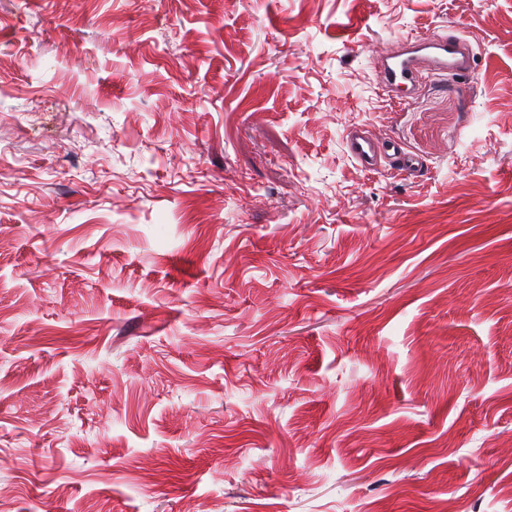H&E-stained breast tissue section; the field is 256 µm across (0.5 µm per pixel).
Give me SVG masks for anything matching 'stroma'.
Returning <instances> with one entry per match:
<instances>
[{
	"label": "stroma",
	"mask_w": 512,
	"mask_h": 512,
	"mask_svg": "<svg viewBox=\"0 0 512 512\" xmlns=\"http://www.w3.org/2000/svg\"><path fill=\"white\" fill-rule=\"evenodd\" d=\"M509 440L512 0H0L11 512H512ZM402 46L380 56L373 70L379 87L403 94L426 75L456 76L466 74L471 66V52L466 40L456 37H435L408 34L401 39ZM347 148L351 157L367 170H376L382 158L394 162L399 173H411L420 166V162L405 153L396 142L376 139L369 134L351 136Z\"/></svg>",
	"instance_id": "1"
}]
</instances>
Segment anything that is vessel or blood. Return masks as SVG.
Masks as SVG:
<instances>
[{"instance_id": "b4317fda", "label": "vessel or blood", "mask_w": 512, "mask_h": 512, "mask_svg": "<svg viewBox=\"0 0 512 512\" xmlns=\"http://www.w3.org/2000/svg\"><path fill=\"white\" fill-rule=\"evenodd\" d=\"M471 53L461 37H435L408 34L399 49L388 52L375 62L373 70L379 87L398 95L416 85L427 75H463L471 66ZM347 148L351 157L364 169H377L380 160L395 163L401 173L413 172L419 166L414 157L399 144L380 140L368 134L350 137Z\"/></svg>"}]
</instances>
